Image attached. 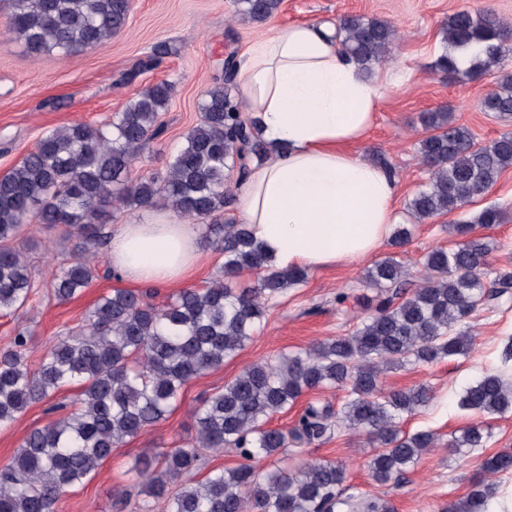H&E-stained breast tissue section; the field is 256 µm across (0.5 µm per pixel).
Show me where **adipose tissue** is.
<instances>
[{
	"instance_id": "obj_1",
	"label": "adipose tissue",
	"mask_w": 512,
	"mask_h": 512,
	"mask_svg": "<svg viewBox=\"0 0 512 512\" xmlns=\"http://www.w3.org/2000/svg\"><path fill=\"white\" fill-rule=\"evenodd\" d=\"M236 79L271 149L239 182L237 208L272 264L312 270L370 258L400 221L397 181L353 148L388 83L367 79L312 23L255 38ZM201 237L199 225L167 215L125 224L112 237V264L133 281L176 284L195 266Z\"/></svg>"
}]
</instances>
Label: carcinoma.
Returning <instances> with one entry per match:
<instances>
[{
    "label": "carcinoma",
    "mask_w": 512,
    "mask_h": 512,
    "mask_svg": "<svg viewBox=\"0 0 512 512\" xmlns=\"http://www.w3.org/2000/svg\"><path fill=\"white\" fill-rule=\"evenodd\" d=\"M9 26L33 57L91 50L122 30L131 0H6ZM281 0H235V17L263 24ZM341 49L368 74L397 40L388 22L346 15L338 24ZM450 51L437 60L448 78L499 73L482 100L486 112L512 116V28L492 12L458 11L443 31ZM233 58L221 82L199 103V122L170 154L164 174L132 177L145 146L165 133L159 122L175 92L164 80L139 92L107 122H73L43 136L22 162L0 177V313L16 312L34 287L24 254L7 244L24 224L62 230L75 260L52 278L56 298L81 296L98 277L95 256L110 235L104 209L161 208L204 227V242L224 255L220 273L203 288L180 290L157 306L150 293L115 288L98 298L78 332L46 349L38 368L27 364L32 337L23 333L0 350V427L14 424L33 404L49 403L64 387L80 385L75 409L30 430L18 452L0 467V512H54L65 489L88 482L120 444L168 419L194 378L224 365L251 340L265 302L305 283L307 270L274 266L248 225L224 222L232 204L228 172L246 175L267 159L254 122L232 94ZM425 136L419 152L431 170L429 182L409 200L422 221L449 214L492 188L512 166V133L481 145L443 110L421 116ZM462 240L424 259L423 285L411 288L400 261L388 255L370 267L366 283L377 289L373 312L347 336L324 340L272 362L255 363L224 389L206 396L194 411L196 441L135 459L132 471L142 492L165 503V512H394L381 498L341 497L343 467L310 460L288 469L289 440L311 444L334 427L361 430L377 444L367 463L372 478L387 482L415 466L438 438L429 431L406 433L400 421L427 407L430 386L387 390L382 372L406 364H429L464 355L472 337L462 322L479 306H495L512 292V276L491 286L483 268L491 252L468 224L453 226ZM257 272L253 286L237 285L243 272ZM345 387L339 409L309 402L289 429L269 425L306 393ZM461 406L489 414L512 410V383L495 371L470 386ZM490 432L475 424L449 447L483 448ZM234 453L244 462L195 479L201 449ZM489 474L512 472V452L486 458ZM495 488L472 483L459 512H488Z\"/></svg>",
    "instance_id": "1"
}]
</instances>
